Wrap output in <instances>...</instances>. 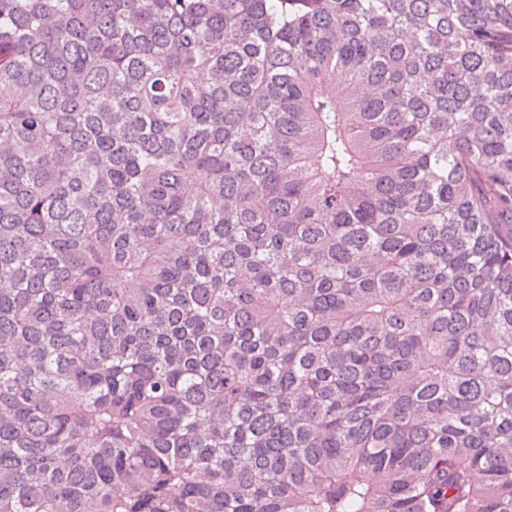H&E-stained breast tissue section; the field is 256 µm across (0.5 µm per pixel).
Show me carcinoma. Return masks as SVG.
Wrapping results in <instances>:
<instances>
[{"label":"carcinoma","instance_id":"1","mask_svg":"<svg viewBox=\"0 0 512 512\" xmlns=\"http://www.w3.org/2000/svg\"><path fill=\"white\" fill-rule=\"evenodd\" d=\"M0 512H512V0H0Z\"/></svg>","mask_w":512,"mask_h":512}]
</instances>
